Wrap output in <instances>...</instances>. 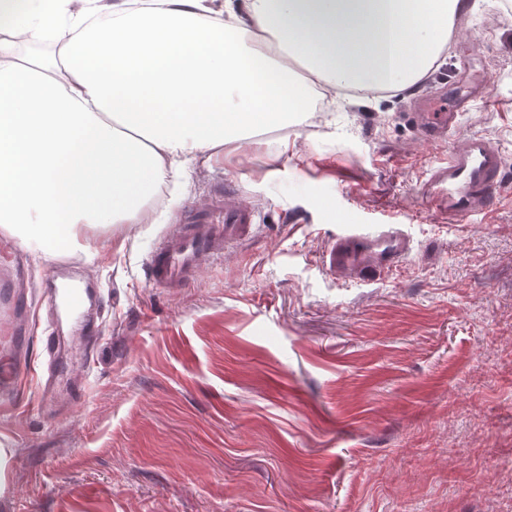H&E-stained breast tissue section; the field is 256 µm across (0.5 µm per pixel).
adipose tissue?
Masks as SVG:
<instances>
[{
  "label": "adipose tissue",
  "instance_id": "adipose-tissue-1",
  "mask_svg": "<svg viewBox=\"0 0 512 512\" xmlns=\"http://www.w3.org/2000/svg\"><path fill=\"white\" fill-rule=\"evenodd\" d=\"M459 0H0V226L53 257H92L94 224L198 157L316 116L262 47L318 84L404 92L439 61ZM59 48L24 60L23 41Z\"/></svg>",
  "mask_w": 512,
  "mask_h": 512
}]
</instances>
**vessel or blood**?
<instances>
[{
    "instance_id": "b4317fda",
    "label": "vessel or blood",
    "mask_w": 512,
    "mask_h": 512,
    "mask_svg": "<svg viewBox=\"0 0 512 512\" xmlns=\"http://www.w3.org/2000/svg\"><path fill=\"white\" fill-rule=\"evenodd\" d=\"M482 83L452 95H420L410 118L421 142L427 145L445 142L458 128L462 113L483 99ZM505 159L490 139L471 135L463 144L449 149L446 156L430 164L429 177L422 193L433 212L452 224L469 223L474 216L490 213L503 183ZM256 209L228 179L212 190L207 207H187L175 224L157 241L147 263L150 281L161 288L189 286L205 264L222 258L229 249L240 246L253 234ZM410 252V241L395 224H380L373 230L353 228L336 236L325 255L327 270L344 278H367L372 274H391ZM56 283L49 289L71 314L82 317L79 330L86 342H96L99 330L87 315L97 291L91 283L73 276V265L61 259L54 273ZM25 279L22 259L0 269V286L9 294L0 300V334L14 342L32 337L35 323L21 312L17 294ZM36 378L42 390H49L52 379L35 366L15 368L0 374V405L14 403L20 374Z\"/></svg>"
}]
</instances>
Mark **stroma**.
I'll use <instances>...</instances> for the list:
<instances>
[{"label": "stroma", "mask_w": 512, "mask_h": 512, "mask_svg": "<svg viewBox=\"0 0 512 512\" xmlns=\"http://www.w3.org/2000/svg\"><path fill=\"white\" fill-rule=\"evenodd\" d=\"M466 13L418 87L486 76L496 107L464 113L449 146L501 149L488 215L428 212L420 187L448 146L417 142L410 95L330 90L327 123L200 157L141 223L85 228L95 257L62 249L102 296L89 364L47 314L53 261L27 252L61 351L52 402L25 382L0 413V512H512V9ZM228 177L257 209L252 237L187 287L153 285L155 243ZM344 224L401 225L411 250L392 274L340 279L324 257Z\"/></svg>", "instance_id": "obj_1"}]
</instances>
